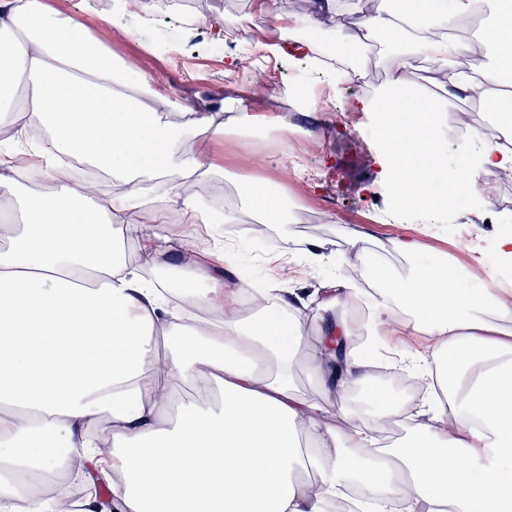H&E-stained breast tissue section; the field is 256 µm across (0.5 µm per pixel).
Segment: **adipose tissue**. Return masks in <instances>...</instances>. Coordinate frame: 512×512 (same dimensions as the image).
Wrapping results in <instances>:
<instances>
[{
	"label": "adipose tissue",
	"instance_id": "obj_1",
	"mask_svg": "<svg viewBox=\"0 0 512 512\" xmlns=\"http://www.w3.org/2000/svg\"><path fill=\"white\" fill-rule=\"evenodd\" d=\"M492 68L455 30L476 0H406L401 11L311 0L290 20L297 51L320 53L306 31L333 26V57L378 34L390 44L386 89L360 102L384 130L380 164L404 208L434 215L452 189L443 108L464 98L512 112V0H492ZM428 62L419 69L416 59ZM122 62L76 11L48 0H0V131L39 132L25 160L0 158V194L15 193L19 163L44 188L0 224V512H53L73 472L105 474L114 512H332L360 489L378 512H512V279L464 287L447 265L416 267L368 290L337 280L317 293L335 310L316 347L307 304L289 290L255 288L244 319L224 271L200 269L162 283L127 266L112 224L134 223L155 191L180 204L184 223H209L196 184L220 172L209 148L227 129L181 103L154 76H124ZM177 112L179 122L163 120ZM204 147L181 157L184 131ZM101 168L112 191L90 203L57 157ZM250 209L290 220L284 194L248 186ZM371 318V353L351 312ZM403 312L430 354L391 350L388 318ZM345 339L342 369L324 359ZM310 348L318 386L365 391V406L300 393L292 371ZM378 367H397L427 395L415 440L376 467V433L402 403L370 391Z\"/></svg>",
	"mask_w": 512,
	"mask_h": 512
}]
</instances>
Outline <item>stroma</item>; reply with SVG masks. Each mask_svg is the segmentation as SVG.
Here are the masks:
<instances>
[{
    "mask_svg": "<svg viewBox=\"0 0 512 512\" xmlns=\"http://www.w3.org/2000/svg\"><path fill=\"white\" fill-rule=\"evenodd\" d=\"M61 9L78 10L93 19V36L106 42L130 75L146 71L174 88L189 105L212 110L217 122L226 125V139L213 143L211 152L224 171L204 185L201 194H236L246 182L269 181L285 188L295 204L297 223L264 221L243 205H235V231L222 224L161 222L153 209L139 212L133 227L113 225L115 236L127 238L130 248L150 241L166 267L183 274L190 267L206 268L215 262L225 245H232V261L224 274L228 288L244 286V271H251L261 286L311 291L329 279L357 280L373 288L372 275L361 261L343 248L346 232L364 234L368 254L395 279L407 277L419 263L443 260L468 274L478 287L488 288L505 269L493 244L512 234V207L501 200L512 195V173H499L490 181L498 204L478 213L449 208L427 221L396 208L377 162L381 141L372 136L371 113L355 108L356 94L349 88L334 91L312 60L296 61L268 53L266 44L288 40L278 18L304 13L308 0H277V18L256 12L251 0H187L183 7H165L160 0H138L125 30H108L100 19L115 0H51ZM191 16L204 36L192 38L180 25L181 16ZM231 27L238 40L236 52L215 54L211 50L219 35L212 20ZM306 84L303 109L285 108L284 89ZM227 111H220V104ZM288 118L304 133L294 137H266L267 123ZM411 236L423 243V251L404 256L393 250L394 241ZM323 245L329 259L310 265L302 254L309 243ZM299 254L287 276H272L267 259L278 244ZM194 252L192 265L182 262L185 252Z\"/></svg>",
    "mask_w": 512,
    "mask_h": 512,
    "instance_id": "stroma-1",
    "label": "stroma"
}]
</instances>
